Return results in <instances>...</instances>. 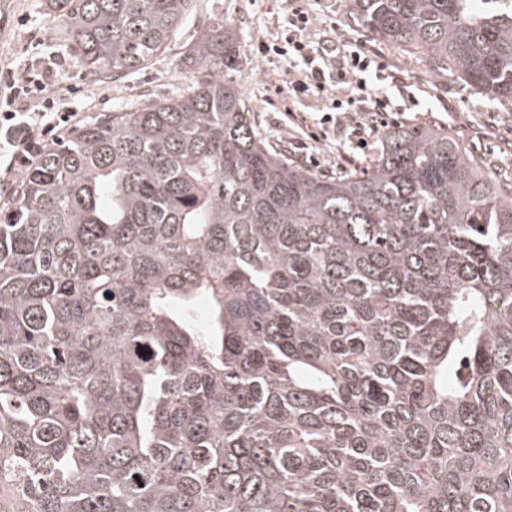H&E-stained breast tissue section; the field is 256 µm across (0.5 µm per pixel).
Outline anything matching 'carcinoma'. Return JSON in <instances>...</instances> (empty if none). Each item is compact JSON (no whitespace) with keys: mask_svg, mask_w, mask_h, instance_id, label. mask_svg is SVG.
<instances>
[{"mask_svg":"<svg viewBox=\"0 0 512 512\" xmlns=\"http://www.w3.org/2000/svg\"><path fill=\"white\" fill-rule=\"evenodd\" d=\"M46 2L113 82L193 8ZM347 8L512 111V0ZM238 55L215 16L191 83L47 146L3 203L0 490L16 512H512V182L417 125L314 173L257 130Z\"/></svg>","mask_w":512,"mask_h":512,"instance_id":"1","label":"carcinoma"}]
</instances>
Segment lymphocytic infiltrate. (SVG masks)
Wrapping results in <instances>:
<instances>
[{
  "label": "lymphocytic infiltrate",
  "mask_w": 512,
  "mask_h": 512,
  "mask_svg": "<svg viewBox=\"0 0 512 512\" xmlns=\"http://www.w3.org/2000/svg\"><path fill=\"white\" fill-rule=\"evenodd\" d=\"M281 37L259 41L255 55L277 72L271 88L286 95L289 107L310 99L321 102L322 116L308 125L297 143L301 158L319 165L314 151L330 135L346 132L351 150L369 151L380 129L395 123L388 102L377 96L361 72L376 66V54L349 50L336 56L335 27L320 22L301 0H287ZM50 71L34 65L0 73V187L12 184L46 146L69 131L80 114L50 95Z\"/></svg>",
  "instance_id": "1"
}]
</instances>
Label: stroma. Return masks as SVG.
Listing matches in <instances>:
<instances>
[{
  "mask_svg": "<svg viewBox=\"0 0 512 512\" xmlns=\"http://www.w3.org/2000/svg\"><path fill=\"white\" fill-rule=\"evenodd\" d=\"M5 2L11 17L25 16L29 28L42 34L44 42L38 53L42 65L54 69L57 88L78 84L87 90L88 99L77 105L86 121L121 105L175 94L189 77L184 58L192 40L214 15H223L241 37L239 69L233 77L251 105L258 129L271 142L283 145L301 136L298 124L288 121L283 109L267 105L273 74L252 51L253 44L274 34L278 0H195L191 16L169 45L147 67L117 82H100L86 74L70 45L59 38L61 21L49 13L46 0ZM308 6L324 22L335 23L346 46L361 44L382 55L386 78L370 73L366 80L390 93V107L399 113L401 124L447 128L459 137L482 172L496 180L512 177L511 111L487 102L465 85L438 76L424 58L405 56L395 47L374 41L349 19L344 0H308Z\"/></svg>",
  "mask_w": 512,
  "mask_h": 512,
  "instance_id": "stroma-1",
  "label": "stroma"
}]
</instances>
